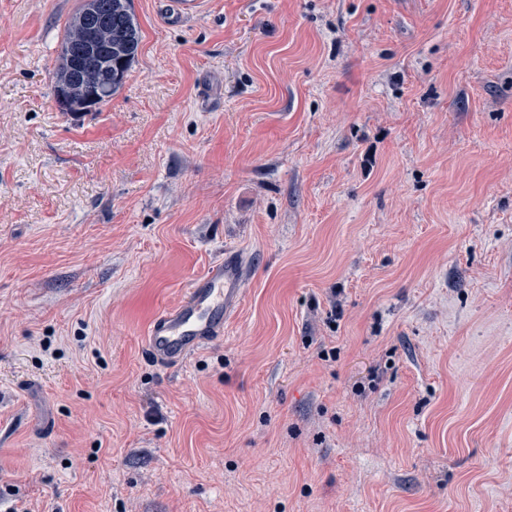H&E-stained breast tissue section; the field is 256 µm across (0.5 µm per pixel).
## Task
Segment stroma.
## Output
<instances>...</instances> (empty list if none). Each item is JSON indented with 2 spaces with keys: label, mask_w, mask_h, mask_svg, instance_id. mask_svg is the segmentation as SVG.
<instances>
[{
  "label": "stroma",
  "mask_w": 512,
  "mask_h": 512,
  "mask_svg": "<svg viewBox=\"0 0 512 512\" xmlns=\"http://www.w3.org/2000/svg\"><path fill=\"white\" fill-rule=\"evenodd\" d=\"M173 2L74 116L79 0H0V512H512V0ZM84 3L80 5L77 9L76 13L67 21L64 31V36L61 42V52L58 60V65L55 69L54 75L56 74V82H55V94L54 97L56 103L58 104L61 112H69L68 114H78L82 113L77 109H67L64 110L60 107L59 102L57 100V86L60 80H65V75L70 71L73 66L74 60L78 56V52L81 49L83 43L84 30L83 26L80 23L81 14L83 12ZM253 266L237 249H224L173 309L157 312L149 326L146 355L155 363L182 367L188 358L224 337L240 305Z\"/></svg>",
  "instance_id": "obj_1"
}]
</instances>
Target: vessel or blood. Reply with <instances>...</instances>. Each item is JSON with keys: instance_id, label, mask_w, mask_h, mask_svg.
<instances>
[{"instance_id": "1", "label": "vessel or blood", "mask_w": 512, "mask_h": 512, "mask_svg": "<svg viewBox=\"0 0 512 512\" xmlns=\"http://www.w3.org/2000/svg\"><path fill=\"white\" fill-rule=\"evenodd\" d=\"M252 271L249 259L238 250L221 252L192 283L181 305L154 315L146 338L147 356L157 364L180 367L192 354L222 338Z\"/></svg>"}]
</instances>
